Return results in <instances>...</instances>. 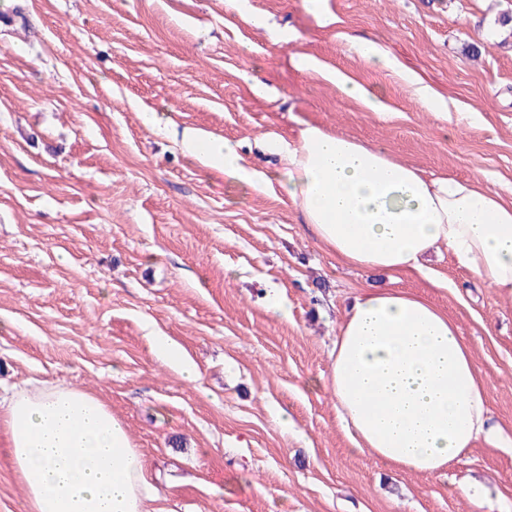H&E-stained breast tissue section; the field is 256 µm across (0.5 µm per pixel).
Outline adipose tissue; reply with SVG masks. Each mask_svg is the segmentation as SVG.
I'll return each mask as SVG.
<instances>
[{
	"mask_svg": "<svg viewBox=\"0 0 512 512\" xmlns=\"http://www.w3.org/2000/svg\"><path fill=\"white\" fill-rule=\"evenodd\" d=\"M188 155L254 185L235 143L185 128ZM281 188L338 260L389 276L424 273L448 249L481 285L512 296V196L479 181L433 177L357 139L303 124L271 144ZM327 385L355 451L424 476L478 439L512 446L457 323L427 299L389 288L356 295L330 353ZM0 430L30 512H149L144 459L99 398L46 382L0 398Z\"/></svg>",
	"mask_w": 512,
	"mask_h": 512,
	"instance_id": "adipose-tissue-1",
	"label": "adipose tissue"
}]
</instances>
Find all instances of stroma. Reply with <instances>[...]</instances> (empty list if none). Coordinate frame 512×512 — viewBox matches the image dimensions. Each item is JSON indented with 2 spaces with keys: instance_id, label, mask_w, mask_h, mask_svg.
<instances>
[{
  "instance_id": "35a3bbf8",
  "label": "stroma",
  "mask_w": 512,
  "mask_h": 512,
  "mask_svg": "<svg viewBox=\"0 0 512 512\" xmlns=\"http://www.w3.org/2000/svg\"><path fill=\"white\" fill-rule=\"evenodd\" d=\"M505 13L512 0H0V385L64 384L109 405L145 459L155 512H499L512 448L478 440L433 476L393 468L353 451L324 381L362 289L416 293L456 320L492 419L512 433V297L476 287L445 249L432 283L342 264L279 183L226 179L174 133L229 139L274 176L263 139L309 121L426 172L512 189ZM356 37L470 121L437 119L399 71L350 49ZM300 55L390 114L298 70ZM272 290L289 319L268 312ZM162 338L197 380L158 359ZM473 482L487 499L462 494ZM0 512H29L2 433ZM325 77L336 84L340 92L351 99L361 102L370 112L378 113L382 116L389 112L388 105L378 96L374 95L369 89L352 78L339 71L327 72Z\"/></svg>"
}]
</instances>
